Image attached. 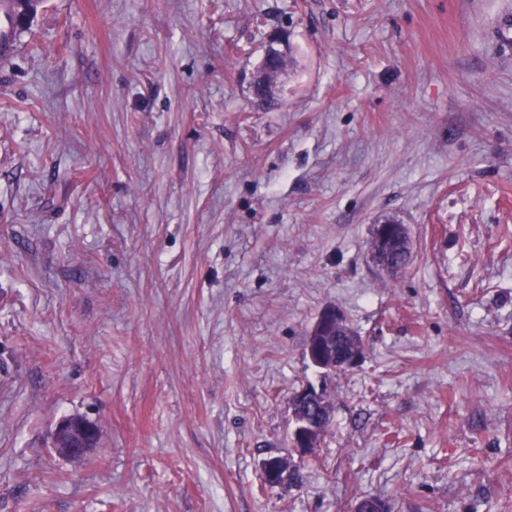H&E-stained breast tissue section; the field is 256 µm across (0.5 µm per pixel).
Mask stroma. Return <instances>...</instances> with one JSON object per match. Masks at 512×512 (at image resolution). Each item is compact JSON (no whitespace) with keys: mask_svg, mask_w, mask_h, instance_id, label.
<instances>
[{"mask_svg":"<svg viewBox=\"0 0 512 512\" xmlns=\"http://www.w3.org/2000/svg\"><path fill=\"white\" fill-rule=\"evenodd\" d=\"M6 24L0 512H512V0H43ZM386 222L395 275L369 255ZM330 306L363 352L324 380ZM322 381L321 445L289 452ZM70 415L99 431L79 462L49 447ZM284 455L299 483L266 484ZM395 249H402L406 252L410 251V240L407 227L403 224L385 223L374 225L370 255L372 261L376 265L387 272H398L400 265L395 264L391 255ZM332 336H355L335 308L325 310L311 328L307 354L312 364L322 370H333L332 366L335 364L336 367V360L340 361L343 366H354L360 358L361 344L338 358Z\"/></svg>","mask_w":512,"mask_h":512,"instance_id":"stroma-1","label":"stroma"}]
</instances>
